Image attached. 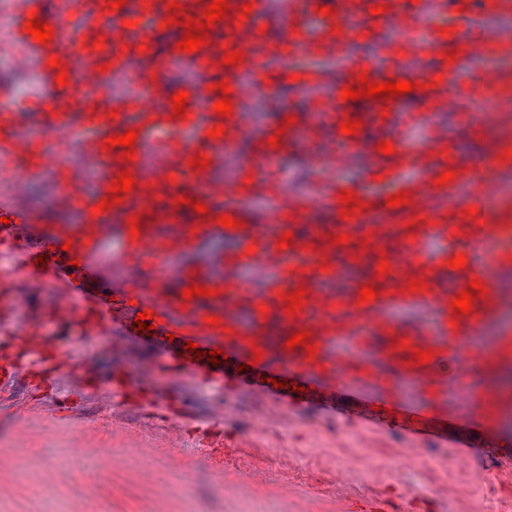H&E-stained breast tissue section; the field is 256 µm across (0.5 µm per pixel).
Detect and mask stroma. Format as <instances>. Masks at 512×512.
Masks as SVG:
<instances>
[{"label": "stroma", "instance_id": "obj_1", "mask_svg": "<svg viewBox=\"0 0 512 512\" xmlns=\"http://www.w3.org/2000/svg\"><path fill=\"white\" fill-rule=\"evenodd\" d=\"M2 53L10 55L14 76L10 90L0 89V114L34 106L42 89L25 45L11 34L0 37ZM474 109L467 103L459 112L420 117L407 134L422 139L439 125L461 131L459 152L476 161L478 129L466 124ZM287 157L272 169L282 190L301 195L321 188L323 180L303 149L289 150ZM58 183L57 176L39 174L15 182L0 198L44 208L52 203ZM61 304L53 289H23L16 302L17 330H24L35 314L46 318L49 332H57L49 314ZM62 345L75 359H93L104 382L123 361L145 370L154 364L144 348L114 350L75 332L63 336ZM169 387L197 425L223 419L225 429L240 441L233 461H205L187 433L170 445L161 427L116 396L88 398L73 421L54 418L45 403L20 427L0 413V512H47L52 505L58 512H351L352 503L393 494L420 500L430 512H512V487L502 484L498 461L477 460L462 469L457 449L438 442L373 427L357 429L347 419L313 410L277 413L249 393L216 384L173 381ZM103 422L116 447L127 454L117 465L96 468L88 461L94 453L88 441ZM78 442L86 446V461L68 454ZM39 451L49 456L44 478L55 487L51 505L22 472L23 463ZM142 454L154 456L158 470H139ZM289 476L296 480L295 490L283 505L277 489Z\"/></svg>", "mask_w": 512, "mask_h": 512}]
</instances>
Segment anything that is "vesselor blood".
Returning <instances> with one entry per match:
<instances>
[{"label": "vessel or blood", "mask_w": 512, "mask_h": 512, "mask_svg": "<svg viewBox=\"0 0 512 512\" xmlns=\"http://www.w3.org/2000/svg\"><path fill=\"white\" fill-rule=\"evenodd\" d=\"M249 2L245 20L228 17L215 22L211 43L197 51L167 44L156 57H145L140 42L142 19L162 25L170 14L181 20L203 19L211 0H127L112 8V0H56L51 11H36V20L50 26L49 42L31 41L39 81H56L67 71V85L77 88L94 115L87 136L73 137L71 116L65 110L43 114L37 135L21 132L17 122L0 121V155L17 161V176H35L21 160L56 141L61 154L82 149L95 169L93 182L74 176L58 190L54 203L74 215V222L48 223L37 208L0 201V248L13 254L16 265L0 277V390L10 391L39 367L49 382L70 370L81 369L88 389H96L88 363H75L46 336L42 320L13 333L14 297L19 288H36L51 280L66 308L55 318L69 321L80 333L125 340L150 348L159 359L157 378L148 383L139 368L125 364L112 375V384L128 398L140 401L144 413L167 424H177L173 400L164 387L173 380L217 382L252 393L288 409L341 413L354 422L452 440L459 448L488 447L489 434L503 417L512 415V386L502 378L512 374V332L501 329L500 316L512 305V222L492 210L499 190L494 176L512 156V145L498 135L512 129V104L483 112L487 136L479 157L491 170L478 189H471L468 171L443 179L441 162L448 159V130L436 128L421 144L402 135L403 121H415L409 94L384 100H345V87L359 76L373 82L424 80L425 106L431 112H457L463 99L483 100L512 85V69L484 67L490 52L512 46V27L501 17L512 14V0H466L455 13L448 32H439L436 20L448 9L447 0H378L383 11L371 16L365 0H339L335 14L321 13L325 0H291L285 18L289 34L312 55L341 61L344 80L325 86L314 82L329 105L318 106L281 136L285 145L309 150L323 169L333 171L361 160L370 167H388L400 177L385 193L351 188L352 199L319 193L284 203L273 191L268 171L278 151L264 149L248 194L237 189V179L218 177L224 152L246 135L244 102L258 93V73L272 63H285L279 39L256 45L255 21L261 20L266 0H228L231 7ZM373 27L392 33L402 42L400 57L378 54L363 61L343 59L341 47L353 40L356 29ZM241 52L235 64L223 61L228 52ZM191 68L211 86L188 91L186 116L174 113V91L161 75L173 66ZM477 69L467 81L466 96L448 87L449 78H461L465 68ZM136 69L134 96L118 104L115 113L101 106L112 90L116 74ZM227 81L229 93L214 88ZM231 105L219 114L220 99ZM164 115L167 139L151 140L147 124L137 113ZM360 120L358 135L341 133L340 125ZM220 128L219 136L209 131ZM135 131L134 158L129 167L134 184L119 195L117 204L101 208L122 167L120 146H107L109 136ZM389 135L392 154L378 148L380 135ZM208 163L194 169V159ZM407 192L405 203L391 206L390 197ZM477 195L485 204L481 224L452 225L449 210ZM190 196L206 208L199 214L177 204ZM265 199L264 214H256L247 199ZM237 227L220 224L223 215ZM141 229H133V221ZM292 238L279 248L283 235ZM346 243L332 244V237ZM120 239L118 259L124 267L146 259L141 276L120 278L107 274L99 261L103 245ZM233 244L231 254L201 255L216 239ZM366 252H357V244ZM471 257L462 268L450 261L461 250ZM46 266H38L39 256ZM382 281H374L378 267ZM485 288L471 313L453 317L452 302L468 291L471 281ZM204 287L205 295L184 298L190 285ZM374 285L373 299L362 300V286ZM304 288L300 314L289 317L286 297ZM153 315V333L136 331L138 313ZM307 333L315 354L306 348H286L289 336ZM199 350L221 349L227 359L215 365L185 352L186 342ZM260 362H253V348ZM431 352L429 363L410 365L411 350ZM297 382L303 393L282 388Z\"/></svg>", "instance_id": "b4317fda"}]
</instances>
